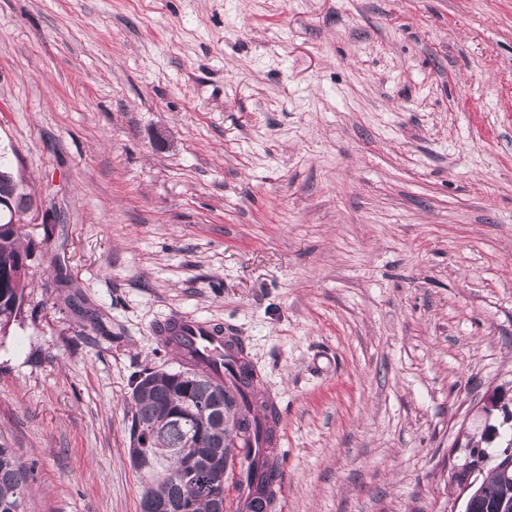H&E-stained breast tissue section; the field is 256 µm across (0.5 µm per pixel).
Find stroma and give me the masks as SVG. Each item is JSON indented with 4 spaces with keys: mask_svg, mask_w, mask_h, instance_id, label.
<instances>
[{
    "mask_svg": "<svg viewBox=\"0 0 512 512\" xmlns=\"http://www.w3.org/2000/svg\"><path fill=\"white\" fill-rule=\"evenodd\" d=\"M0 151L27 512H141L130 376L175 315L280 410L271 512H464L512 397V0H0ZM21 202L16 201L14 195H0V212L8 210L10 215V224L9 219L2 222L0 215V337L17 321L27 301L33 251L28 245L24 246L23 223L16 218Z\"/></svg>",
    "mask_w": 512,
    "mask_h": 512,
    "instance_id": "1",
    "label": "stroma"
}]
</instances>
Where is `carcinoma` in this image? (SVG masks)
Returning <instances> with one entry per match:
<instances>
[{
    "instance_id": "obj_1",
    "label": "carcinoma",
    "mask_w": 512,
    "mask_h": 512,
    "mask_svg": "<svg viewBox=\"0 0 512 512\" xmlns=\"http://www.w3.org/2000/svg\"><path fill=\"white\" fill-rule=\"evenodd\" d=\"M11 161L0 153V193L19 187L10 172ZM21 227L0 221V337L7 334L26 304L33 251L22 242ZM241 382H220L201 364H186L177 371L145 369L134 379L129 458L140 456L148 469L140 472L145 483L141 512H217L224 501V470L210 465L212 455L224 453V423L236 438L263 441L268 451L247 464L248 478L262 470L261 496L253 512H267L275 497L272 478L277 472L273 456L275 419L270 404L253 397L256 375L243 360ZM28 471L12 448L0 438V512H25ZM501 493L487 491L470 506L471 512H493Z\"/></svg>"
}]
</instances>
